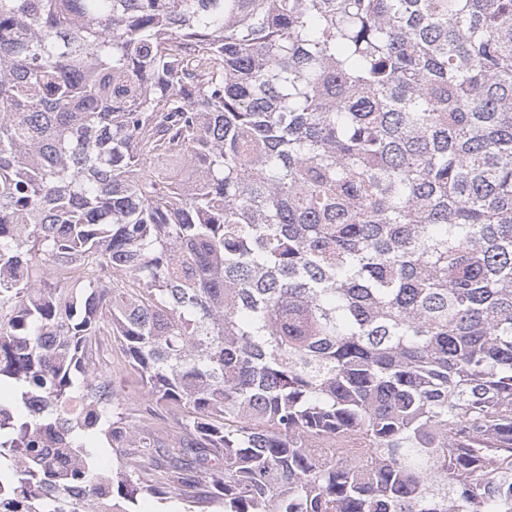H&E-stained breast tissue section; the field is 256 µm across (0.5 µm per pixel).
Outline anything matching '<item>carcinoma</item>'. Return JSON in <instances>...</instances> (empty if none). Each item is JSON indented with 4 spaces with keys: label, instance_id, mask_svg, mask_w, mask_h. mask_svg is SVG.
Listing matches in <instances>:
<instances>
[{
    "label": "carcinoma",
    "instance_id": "cac0c4a2",
    "mask_svg": "<svg viewBox=\"0 0 512 512\" xmlns=\"http://www.w3.org/2000/svg\"><path fill=\"white\" fill-rule=\"evenodd\" d=\"M1 387L0 512H512V0H0ZM112 377L122 381L121 393L124 398L130 403L139 402L142 394L140 380L130 370L116 344L112 347Z\"/></svg>",
    "mask_w": 512,
    "mask_h": 512
}]
</instances>
